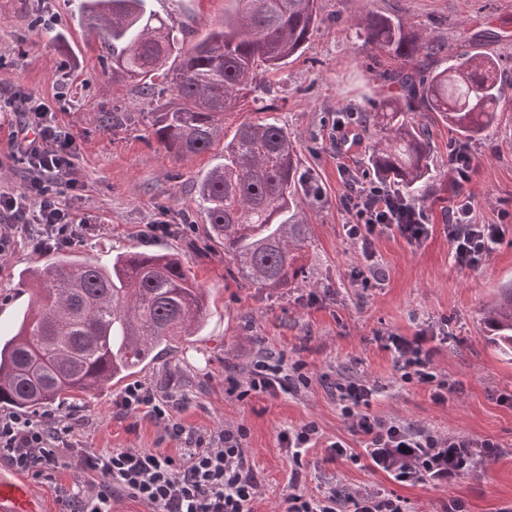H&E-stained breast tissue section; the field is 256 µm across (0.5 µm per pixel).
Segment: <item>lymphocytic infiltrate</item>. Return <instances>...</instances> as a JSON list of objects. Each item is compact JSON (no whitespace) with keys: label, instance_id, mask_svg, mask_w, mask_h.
<instances>
[{"label":"lymphocytic infiltrate","instance_id":"f902f5d3","mask_svg":"<svg viewBox=\"0 0 512 512\" xmlns=\"http://www.w3.org/2000/svg\"><path fill=\"white\" fill-rule=\"evenodd\" d=\"M9 109L23 116L13 141L28 162L30 177L24 191L0 187V256L15 245L18 231L27 232L26 242L36 251L80 242L84 226L77 220L70 196L79 186L74 176L75 137L58 124L49 101L17 94L10 98ZM341 204L351 217L345 233L359 244L366 259L353 277L365 286L377 274L375 238L390 232L416 243L429 233L422 208L411 207L405 219H397L389 191L377 183L348 180ZM503 235V225L477 222L471 202L460 200L448 226L454 264L476 268ZM429 341L420 331L409 338L390 337L389 346L404 368L429 386L433 401L442 404L448 400V384L432 370ZM306 381L300 371H287L281 362L260 353L245 380L231 379L228 393L240 401L260 394L275 397L291 384ZM336 389L345 401V419L353 432L366 437L367 448L365 454H353L343 442L334 441L326 448L329 457L348 455L357 462L366 456L396 480L411 483L426 476L444 480L460 470L462 450L469 447V440L415 432L399 421L362 411L371 394L363 383L348 381ZM115 404L123 414L142 413L163 423L169 436L183 444V453L173 457L135 448L99 452L71 440L67 418L0 414V464L47 481L75 462L93 473L92 495L58 487L63 512H112L113 499L125 493L151 506L153 512H253L260 481L242 444L244 426L216 434L185 428L175 416L178 398L140 382L127 386Z\"/></svg>","mask_w":512,"mask_h":512}]
</instances>
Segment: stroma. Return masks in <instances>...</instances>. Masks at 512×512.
<instances>
[{"label": "stroma", "instance_id": "obj_1", "mask_svg": "<svg viewBox=\"0 0 512 512\" xmlns=\"http://www.w3.org/2000/svg\"><path fill=\"white\" fill-rule=\"evenodd\" d=\"M78 0H0V90L15 88L47 100L64 96L56 118L76 139L75 172L80 182L74 207L88 224L74 245L80 259L107 266L128 251L178 256L209 295L201 331L181 340L131 375L180 398L182 423L202 432L245 425V447L262 484L254 512H283L288 495L335 491L339 512H351L350 496L396 495L408 512H512V357L488 344L482 310L512 284V227L493 252L473 269L451 258L446 224L456 192L469 195L478 219L497 221L512 212V0H321L322 23L301 53L267 74L255 98L245 99L241 117L267 106L270 116L294 140L298 172L322 184L316 200L300 196L311 243L297 260L299 272L288 287H239L227 274L224 246L210 238L195 205L197 180L220 161L223 146L185 158L158 145L147 114L157 103L129 86L112 82V61L101 55L95 36L79 22ZM153 9L185 30L186 45L203 39L224 19L227 0H152ZM374 11L403 21L450 53L476 49L498 63L506 102L497 123L475 145L477 172L456 188L448 162L453 134L431 125L436 171L423 203L432 230L418 243L395 234L375 242L379 271L370 286L352 282L364 262L343 230L349 220L340 201L346 192L341 168L367 179L366 142L356 133L359 113L380 100L382 73L393 61L365 46L356 25ZM119 113L116 127L103 124ZM351 135L336 141V122ZM17 114L0 112V185L22 190L26 165L15 155ZM163 220L190 224L188 234L150 237L148 224ZM51 251L15 245L0 257V332H11L35 299L32 271ZM427 330L436 350L433 368L447 381L446 403H435L429 386L402 378L401 363L386 349L389 335L414 336ZM303 362L308 386L276 397L240 401L224 391V378H246L258 351ZM360 380L373 388L368 411L395 418L419 431L428 429L471 440L494 442L492 453L448 480L424 478L408 485L373 466L369 459L328 458L324 444L340 440L362 454L363 436L351 431L341 412L335 383ZM122 384L53 403L49 414L78 417L74 437L85 448L160 450L182 453L162 425L147 416L127 417L115 406ZM316 423L322 446L293 461L278 442L279 432ZM32 493L46 512H61L57 486L89 491L90 477L78 466L60 469L54 481L29 477Z\"/></svg>", "mask_w": 512, "mask_h": 512}]
</instances>
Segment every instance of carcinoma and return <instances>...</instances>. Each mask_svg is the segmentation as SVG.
<instances>
[{"label":"carcinoma","mask_w":512,"mask_h":512,"mask_svg":"<svg viewBox=\"0 0 512 512\" xmlns=\"http://www.w3.org/2000/svg\"><path fill=\"white\" fill-rule=\"evenodd\" d=\"M224 21L184 49L183 30L149 8V0H81V24L112 57V79L152 98L157 83L176 102L149 113L164 150L190 157L224 136L244 92L279 69L310 39L319 0H231ZM364 43L399 64L396 91L362 115L368 163L400 203L420 205L435 172L429 125L413 113L434 112L466 147L492 127L502 108L495 60L480 51L448 57L403 23L377 13L359 22ZM300 176L288 132L269 118L240 122L224 142L222 162L198 181L197 209L224 243L231 276L242 288H285L310 238L295 207ZM33 309L7 340L0 338V404L37 414L72 392L90 393L135 373L160 346L195 336L207 300L181 260L130 251L101 267L59 254L33 272ZM487 338L512 353V288L484 309Z\"/></svg>","instance_id":"1"}]
</instances>
